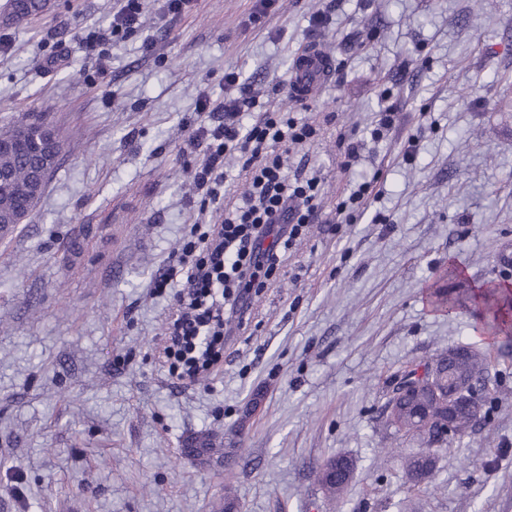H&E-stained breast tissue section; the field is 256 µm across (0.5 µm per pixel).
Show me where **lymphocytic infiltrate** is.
Segmentation results:
<instances>
[{
    "label": "lymphocytic infiltrate",
    "mask_w": 512,
    "mask_h": 512,
    "mask_svg": "<svg viewBox=\"0 0 512 512\" xmlns=\"http://www.w3.org/2000/svg\"><path fill=\"white\" fill-rule=\"evenodd\" d=\"M224 84L234 96H201L199 109L209 121L189 140L202 155L193 173L195 188L202 204L216 206L222 219L191 232L152 280L159 294L172 283L181 285L166 331L169 373L180 380L214 371L224 356L227 327L244 322L252 293L279 268L283 251L318 210V179L289 182L283 159L290 147L311 140L315 128L276 110L242 128L238 116L253 109L254 88L235 72L225 73ZM231 151L245 158L248 188L238 199L221 192L224 156Z\"/></svg>",
    "instance_id": "obj_1"
}]
</instances>
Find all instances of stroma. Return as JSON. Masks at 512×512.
Masks as SVG:
<instances>
[{"label": "stroma", "mask_w": 512, "mask_h": 512, "mask_svg": "<svg viewBox=\"0 0 512 512\" xmlns=\"http://www.w3.org/2000/svg\"><path fill=\"white\" fill-rule=\"evenodd\" d=\"M6 3L0 127L46 114L65 151L0 239V512H219L228 487L240 512H331L313 471L337 454L357 464L343 512H512V335L485 334L469 300L512 284V80L493 78L512 73V0L490 16L470 0H275L255 24L253 0L179 17L142 0L141 26L93 50L84 37L118 0H52L22 26ZM308 43L334 71L301 104L282 82ZM232 71L261 106L317 126L284 161L317 172L319 216L223 365L178 389L161 358L170 298L150 283L201 216L197 99L223 97ZM385 90L398 118L375 139ZM343 135L359 143L348 170ZM372 179L380 197L345 221L340 197ZM461 346L498 388L476 432L445 444L435 487L416 486L402 461L418 445L386 456L382 409L407 366ZM200 436L213 455L187 454Z\"/></svg>", "instance_id": "stroma-1"}]
</instances>
